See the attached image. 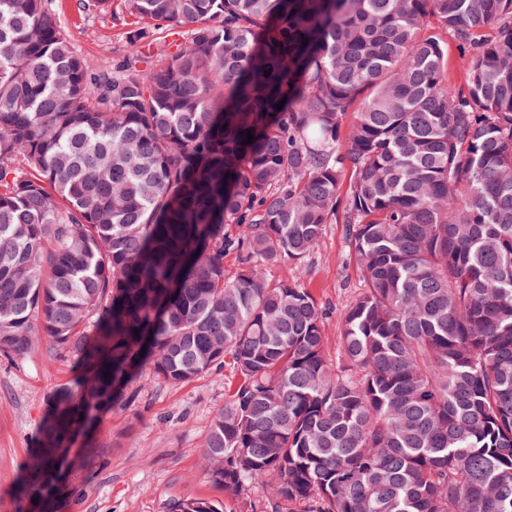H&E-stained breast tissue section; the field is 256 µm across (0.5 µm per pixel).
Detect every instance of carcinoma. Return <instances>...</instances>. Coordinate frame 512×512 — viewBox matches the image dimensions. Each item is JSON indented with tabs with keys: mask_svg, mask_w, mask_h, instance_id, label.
Segmentation results:
<instances>
[{
	"mask_svg": "<svg viewBox=\"0 0 512 512\" xmlns=\"http://www.w3.org/2000/svg\"><path fill=\"white\" fill-rule=\"evenodd\" d=\"M53 2L0 0V356L79 368L18 512H55L140 370L226 364L203 453L226 497L512 512V0H123L146 52L96 66ZM160 25L186 41L152 51ZM338 222L361 288L333 360L313 292L266 272ZM431 26L438 32L448 46V79L452 84L462 85L464 72L462 68L461 49L452 31H447L437 20H432Z\"/></svg>",
	"mask_w": 512,
	"mask_h": 512,
	"instance_id": "obj_1",
	"label": "carcinoma"
}]
</instances>
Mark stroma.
Here are the masks:
<instances>
[{
  "instance_id": "stroma-1",
  "label": "stroma",
  "mask_w": 512,
  "mask_h": 512,
  "mask_svg": "<svg viewBox=\"0 0 512 512\" xmlns=\"http://www.w3.org/2000/svg\"><path fill=\"white\" fill-rule=\"evenodd\" d=\"M54 12L90 63L130 52L126 26L111 18L78 12L76 0H56ZM271 276L300 280L313 291L327 311V344L335 346L359 286L343 224L328 225L304 266L288 262ZM73 374L72 361L44 349L20 360L0 357V512H15L13 489L38 446L54 394L70 384ZM233 379L228 366L181 385L147 371L136 375L103 419L95 442L99 460L91 470L78 471L73 493L59 503V512H167L171 500L186 497L220 503L224 512H242L243 503L226 498L201 467L209 420Z\"/></svg>"
}]
</instances>
